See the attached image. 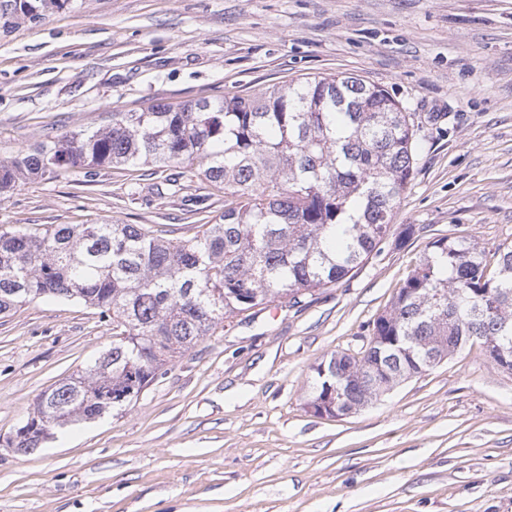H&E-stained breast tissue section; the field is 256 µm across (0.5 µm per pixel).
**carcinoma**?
I'll use <instances>...</instances> for the list:
<instances>
[{
    "mask_svg": "<svg viewBox=\"0 0 512 512\" xmlns=\"http://www.w3.org/2000/svg\"><path fill=\"white\" fill-rule=\"evenodd\" d=\"M67 0H0V20L38 21ZM414 114L345 73L254 95L203 97L114 112L105 124L48 136L0 159V195L75 169L133 175L180 165L224 192L191 238L134 224H57L0 231V315L47 298L112 321V345L41 394L7 446L27 452L54 430L138 399L176 357L224 321L278 301L291 306L381 253L415 171ZM512 371V246L488 269L478 243H428L359 358L313 367L308 405L354 413L469 342Z\"/></svg>",
    "mask_w": 512,
    "mask_h": 512,
    "instance_id": "cac0c4a2",
    "label": "carcinoma"
}]
</instances>
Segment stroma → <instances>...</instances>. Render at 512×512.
I'll return each mask as SVG.
<instances>
[{"instance_id": "obj_1", "label": "stroma", "mask_w": 512, "mask_h": 512, "mask_svg": "<svg viewBox=\"0 0 512 512\" xmlns=\"http://www.w3.org/2000/svg\"><path fill=\"white\" fill-rule=\"evenodd\" d=\"M350 73L413 112L396 236L342 282L259 307L129 406L24 453L38 396L112 340L96 310L0 318V512H512V371L470 343L361 411L314 415V364L360 351L427 244L512 245V0H67L0 30V158L158 102ZM171 166L50 174L0 195V228L136 224L188 238L224 195ZM411 236H404V229Z\"/></svg>"}]
</instances>
